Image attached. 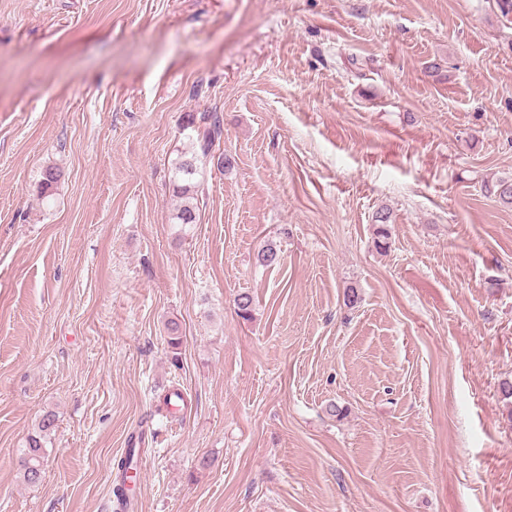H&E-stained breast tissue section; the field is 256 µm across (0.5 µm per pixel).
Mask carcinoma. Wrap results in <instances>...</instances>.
<instances>
[{"label":"carcinoma","mask_w":512,"mask_h":512,"mask_svg":"<svg viewBox=\"0 0 512 512\" xmlns=\"http://www.w3.org/2000/svg\"><path fill=\"white\" fill-rule=\"evenodd\" d=\"M187 127L194 129L197 134L199 153L191 161H184L178 167L180 177L173 183L172 193L184 200L178 208L176 219L181 224L197 223L196 206L191 202L198 192V183L195 175L198 174L197 162L212 156L213 149L220 144L224 135L223 119L217 112H203L199 117H191ZM484 190L506 205L512 207V178L499 177L491 182L484 183ZM376 225L375 245L379 250L388 248L391 238L390 213L380 209L373 216ZM56 415L52 412L44 413L35 431L28 437L27 446L18 458V472L21 479L27 484H37L42 480L45 459V443L56 431ZM140 452L138 448H130L124 456L115 461L116 484L113 493L121 503H126L128 480L133 478L131 472L136 470L135 457Z\"/></svg>","instance_id":"obj_1"}]
</instances>
